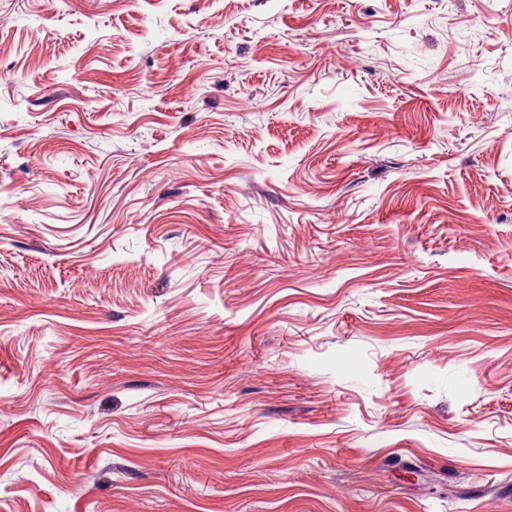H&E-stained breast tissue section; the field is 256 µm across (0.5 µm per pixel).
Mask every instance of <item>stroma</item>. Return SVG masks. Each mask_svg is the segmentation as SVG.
<instances>
[{
  "label": "stroma",
  "mask_w": 512,
  "mask_h": 512,
  "mask_svg": "<svg viewBox=\"0 0 512 512\" xmlns=\"http://www.w3.org/2000/svg\"><path fill=\"white\" fill-rule=\"evenodd\" d=\"M0 512H512V0H0Z\"/></svg>",
  "instance_id": "stroma-1"
}]
</instances>
